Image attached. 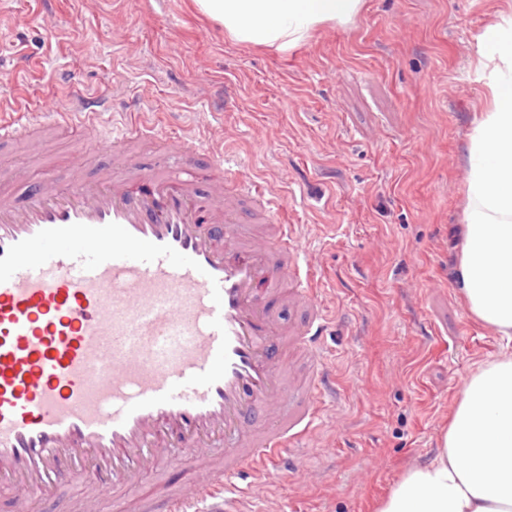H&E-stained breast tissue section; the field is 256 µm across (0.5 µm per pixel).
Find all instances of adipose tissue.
Returning <instances> with one entry per match:
<instances>
[{"instance_id": "adipose-tissue-1", "label": "adipose tissue", "mask_w": 512, "mask_h": 512, "mask_svg": "<svg viewBox=\"0 0 512 512\" xmlns=\"http://www.w3.org/2000/svg\"><path fill=\"white\" fill-rule=\"evenodd\" d=\"M232 43L285 54L322 26L355 24L365 0H193ZM491 74L468 145L453 286L472 318L512 342V6L480 38ZM375 512H512V353L465 381L434 458L407 468Z\"/></svg>"}]
</instances>
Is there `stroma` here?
<instances>
[{"instance_id":"stroma-1","label":"stroma","mask_w":512,"mask_h":512,"mask_svg":"<svg viewBox=\"0 0 512 512\" xmlns=\"http://www.w3.org/2000/svg\"><path fill=\"white\" fill-rule=\"evenodd\" d=\"M506 0H366L280 54L231 43L190 0H0V119L42 121L60 102L104 96L98 135L79 119L0 142V186L80 158L109 167L113 113L159 136L136 142L155 168L173 131L218 132L247 178L289 197L338 331L326 341L339 394L314 447L259 489L255 512H373L410 465L433 457L470 372L507 351L453 286L466 146L484 108L477 37ZM154 473L135 472L107 512H143Z\"/></svg>"}]
</instances>
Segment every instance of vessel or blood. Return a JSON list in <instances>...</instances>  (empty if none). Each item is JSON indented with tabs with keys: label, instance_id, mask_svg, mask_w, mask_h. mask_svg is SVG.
Listing matches in <instances>:
<instances>
[{
	"label": "vessel or blood",
	"instance_id": "1",
	"mask_svg": "<svg viewBox=\"0 0 512 512\" xmlns=\"http://www.w3.org/2000/svg\"><path fill=\"white\" fill-rule=\"evenodd\" d=\"M146 121L112 125L111 168L75 162L0 192V492L31 512L77 483L99 512L135 468L184 480L169 512H246L336 398L329 318L284 195L241 180L235 152L174 134L154 173L129 155ZM273 232H255L251 216ZM300 309L282 322L278 307ZM310 373L284 375L286 349Z\"/></svg>",
	"mask_w": 512,
	"mask_h": 512
}]
</instances>
